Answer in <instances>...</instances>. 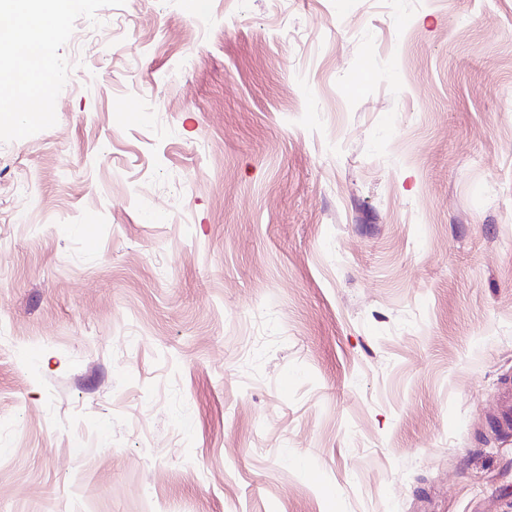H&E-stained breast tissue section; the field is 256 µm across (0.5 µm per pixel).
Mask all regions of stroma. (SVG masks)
Masks as SVG:
<instances>
[{
	"mask_svg": "<svg viewBox=\"0 0 512 512\" xmlns=\"http://www.w3.org/2000/svg\"><path fill=\"white\" fill-rule=\"evenodd\" d=\"M0 124V512H512V0H71Z\"/></svg>",
	"mask_w": 512,
	"mask_h": 512,
	"instance_id": "obj_1",
	"label": "stroma"
}]
</instances>
